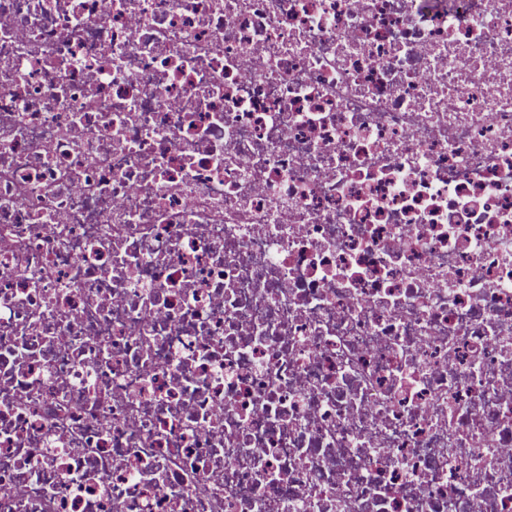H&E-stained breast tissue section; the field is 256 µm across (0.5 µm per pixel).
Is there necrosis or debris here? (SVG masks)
<instances>
[{"label": "necrosis or debris", "mask_w": 512, "mask_h": 512, "mask_svg": "<svg viewBox=\"0 0 512 512\" xmlns=\"http://www.w3.org/2000/svg\"><path fill=\"white\" fill-rule=\"evenodd\" d=\"M0 512H512V0H0Z\"/></svg>", "instance_id": "1"}]
</instances>
